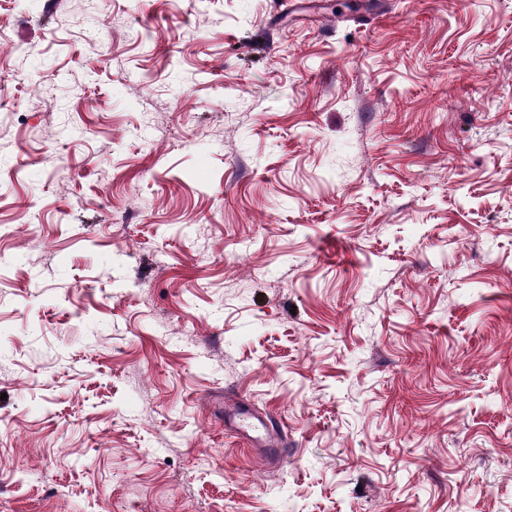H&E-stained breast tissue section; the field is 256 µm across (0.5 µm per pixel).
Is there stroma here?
Listing matches in <instances>:
<instances>
[{"label": "stroma", "instance_id": "35a3bbf8", "mask_svg": "<svg viewBox=\"0 0 512 512\" xmlns=\"http://www.w3.org/2000/svg\"><path fill=\"white\" fill-rule=\"evenodd\" d=\"M0 41V512H512V0Z\"/></svg>", "mask_w": 512, "mask_h": 512}]
</instances>
